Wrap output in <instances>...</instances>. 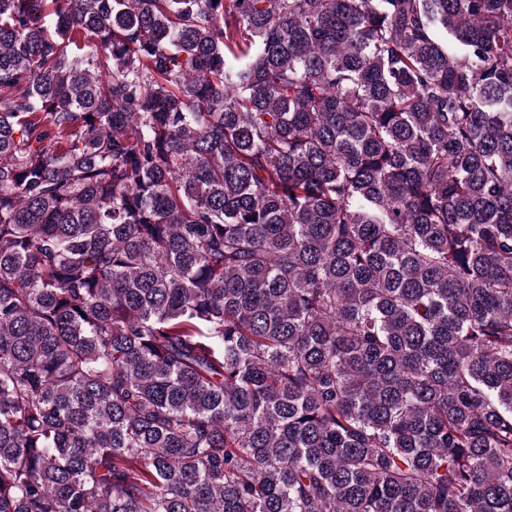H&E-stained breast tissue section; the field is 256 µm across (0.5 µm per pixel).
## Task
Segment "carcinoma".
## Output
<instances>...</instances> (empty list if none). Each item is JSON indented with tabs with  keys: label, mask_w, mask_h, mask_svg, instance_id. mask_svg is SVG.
Masks as SVG:
<instances>
[{
	"label": "carcinoma",
	"mask_w": 512,
	"mask_h": 512,
	"mask_svg": "<svg viewBox=\"0 0 512 512\" xmlns=\"http://www.w3.org/2000/svg\"><path fill=\"white\" fill-rule=\"evenodd\" d=\"M0 512H512V0H0Z\"/></svg>",
	"instance_id": "1"
}]
</instances>
